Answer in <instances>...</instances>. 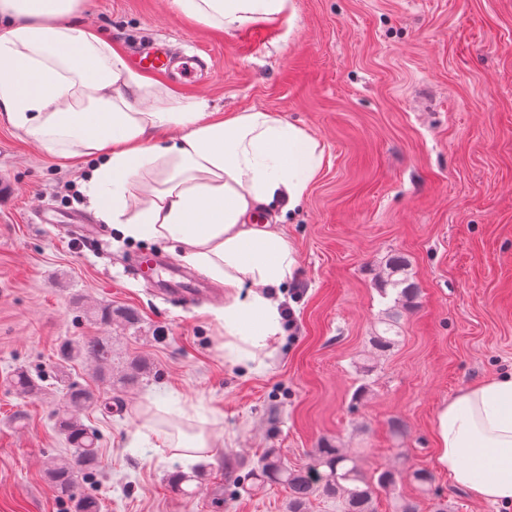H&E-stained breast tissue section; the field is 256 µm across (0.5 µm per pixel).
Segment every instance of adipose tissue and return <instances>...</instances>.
I'll return each mask as SVG.
<instances>
[{
	"label": "adipose tissue",
	"mask_w": 512,
	"mask_h": 512,
	"mask_svg": "<svg viewBox=\"0 0 512 512\" xmlns=\"http://www.w3.org/2000/svg\"><path fill=\"white\" fill-rule=\"evenodd\" d=\"M289 0H166L214 30L286 19ZM83 0H0V117L48 154L85 170L90 207L130 243H162L223 283L212 314L224 358L256 370L284 336L280 301L298 259L277 221L321 174L325 150L307 128L263 111L213 112L132 70L80 21ZM275 224H257V212ZM435 463L471 497L512 506V370L445 400L433 418ZM183 465L211 457L203 428L164 432Z\"/></svg>",
	"instance_id": "ef3b65f1"
}]
</instances>
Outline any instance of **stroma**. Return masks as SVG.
I'll use <instances>...</instances> for the list:
<instances>
[{"instance_id":"obj_1","label":"stroma","mask_w":512,"mask_h":512,"mask_svg":"<svg viewBox=\"0 0 512 512\" xmlns=\"http://www.w3.org/2000/svg\"><path fill=\"white\" fill-rule=\"evenodd\" d=\"M83 14L124 54L154 43L210 57L179 94L282 116L313 132L328 162L280 224L299 260L293 324L271 367L247 372L225 362L210 303L131 278L144 246L72 240L67 218L96 217L57 186L81 182V169L0 121V512H74L46 471L74 453L56 429L72 384L98 399L82 421L101 434L99 464L75 490L99 496L102 512H288L283 487H243L268 448L295 467L332 445L370 476L434 470L438 405L512 370V0H290L287 20L252 45L163 0H87ZM42 207L59 226L40 223ZM395 255L419 288L407 309L378 279ZM104 307L137 320H86ZM391 315L398 339L376 351ZM85 336L111 340L109 376L88 361L59 367L61 346ZM135 360L146 373L123 384ZM19 368L39 393L14 391ZM152 401L204 424L218 448L184 491L181 465L145 435L139 409ZM435 485L434 497L402 481L376 512H394L398 494L418 512L440 501L506 512L444 473Z\"/></svg>"}]
</instances>
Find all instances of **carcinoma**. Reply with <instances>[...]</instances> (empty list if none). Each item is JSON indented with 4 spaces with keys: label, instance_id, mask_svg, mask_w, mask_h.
<instances>
[{
    "label": "carcinoma",
    "instance_id": "carcinoma-1",
    "mask_svg": "<svg viewBox=\"0 0 512 512\" xmlns=\"http://www.w3.org/2000/svg\"><path fill=\"white\" fill-rule=\"evenodd\" d=\"M405 267L403 257H393L386 268L385 285L398 290L397 303L410 307L416 303L418 288L405 275ZM397 274L403 278H395ZM83 359L93 360L99 374H104L111 362L108 340L90 336L67 344L60 351V360L64 363ZM12 381L16 390L23 394L32 395L39 390L33 379L22 371L16 372ZM96 403L91 390H73L69 394L68 409L59 419V430L75 450L74 456L53 461L49 467V474L62 494L71 493L76 468L91 467L99 458L96 431L78 418L80 411ZM253 475L265 484L281 485L288 490L289 512H307L311 498L320 494L342 499L345 512H375L376 490L394 487L399 477V473L392 470L367 477L354 457L334 447L316 449L314 464L299 469L289 467L279 450L270 448L258 461Z\"/></svg>",
    "mask_w": 512,
    "mask_h": 512
}]
</instances>
